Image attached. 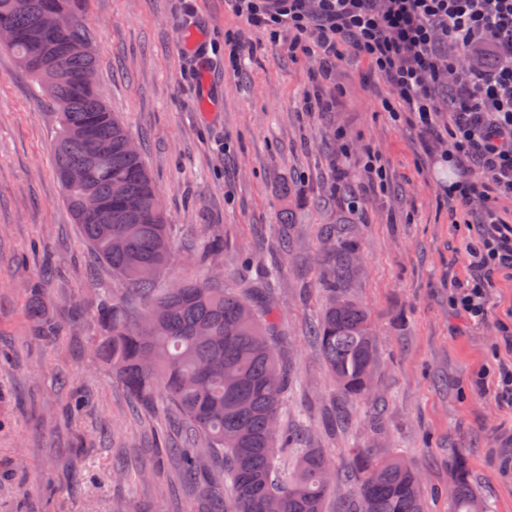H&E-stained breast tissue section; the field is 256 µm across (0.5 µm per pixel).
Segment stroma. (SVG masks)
<instances>
[{
    "label": "stroma",
    "instance_id": "1",
    "mask_svg": "<svg viewBox=\"0 0 512 512\" xmlns=\"http://www.w3.org/2000/svg\"><path fill=\"white\" fill-rule=\"evenodd\" d=\"M97 81L108 108L139 144L161 195L173 250L159 287L214 270L248 293L251 278L288 237L270 303L296 374L281 425L336 471L350 449L404 456L426 485V512H448L454 458L464 453L476 496L512 512L492 451L512 448V392L497 363L512 328V271L494 274L482 325L453 308L449 285L467 279L464 241L479 233L480 206L445 194L447 168L419 129L382 112L389 88L346 54L327 77L313 54L245 29L224 0H88ZM244 34L239 68L224 38ZM326 106L307 111L306 94ZM13 54L0 49V512H194L199 490L167 491L173 419L144 418L93 356L97 293L122 282L88 247L54 173L56 126ZM386 169L362 176L366 152ZM289 226H282V219ZM340 225L357 245L342 293L366 308L380 361L362 399L328 373L307 327L328 296L319 280L334 261L324 238ZM220 235L224 250H202ZM52 267L50 341L27 319L30 282ZM153 464L150 480L117 481Z\"/></svg>",
    "mask_w": 512,
    "mask_h": 512
}]
</instances>
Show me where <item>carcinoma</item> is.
I'll return each instance as SVG.
<instances>
[{
	"label": "carcinoma",
	"mask_w": 512,
	"mask_h": 512,
	"mask_svg": "<svg viewBox=\"0 0 512 512\" xmlns=\"http://www.w3.org/2000/svg\"><path fill=\"white\" fill-rule=\"evenodd\" d=\"M0 0V27L14 32L7 45L41 95L54 106L57 137L55 174L87 243L119 277L120 293H99L96 357L145 412L158 403L182 418L187 453L169 482L194 484L211 473L203 490L219 500L232 490L226 512H323L339 475L320 448L280 430L291 366L284 363L270 310L234 288L209 278L182 279L154 293L148 267L164 272L172 242L160 196L141 152L97 93L96 56L71 52L78 43L95 45L85 21L87 0ZM55 8L59 29L44 47L35 38L41 12ZM474 64L499 65L488 48L472 54ZM355 243L341 246L335 265L323 275L329 300L311 323L326 367L354 399L369 390L365 372L378 358L377 336L367 311L336 297L349 275ZM49 272L31 285L27 314L45 336L60 328L49 318L45 290ZM295 454V468L279 477L277 447ZM351 478L360 512H423L420 474L402 457L378 459L352 449ZM451 512H490L474 496L466 458L454 467Z\"/></svg>",
	"instance_id": "carcinoma-1"
}]
</instances>
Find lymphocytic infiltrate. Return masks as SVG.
Wrapping results in <instances>:
<instances>
[{
  "label": "lymphocytic infiltrate",
  "instance_id": "obj_1",
  "mask_svg": "<svg viewBox=\"0 0 512 512\" xmlns=\"http://www.w3.org/2000/svg\"><path fill=\"white\" fill-rule=\"evenodd\" d=\"M252 28L294 34L291 51L317 48L325 67L350 50L382 74L384 108L409 118L431 142L450 141L457 164L477 176L457 182L464 204L485 202L477 240L464 242L470 275L456 284L452 305L471 319L486 316V287L498 269H512V225L492 198L512 197V0H228ZM489 40L506 61L494 74L460 66L458 50ZM447 90L457 118L439 124L438 90Z\"/></svg>",
  "mask_w": 512,
  "mask_h": 512
}]
</instances>
